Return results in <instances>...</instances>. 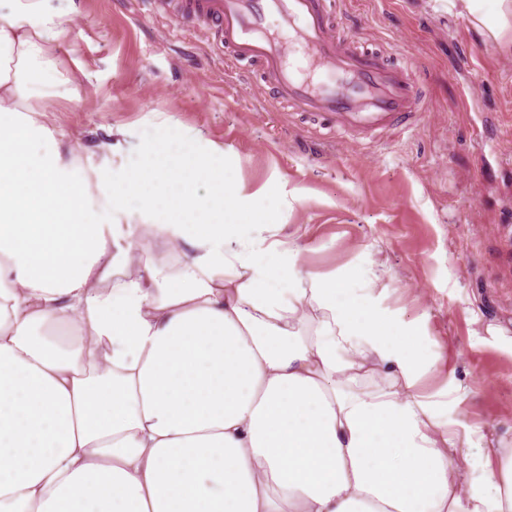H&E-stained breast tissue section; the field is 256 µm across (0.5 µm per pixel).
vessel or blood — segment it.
<instances>
[{
  "label": "vessel or blood",
  "instance_id": "b4317fda",
  "mask_svg": "<svg viewBox=\"0 0 512 512\" xmlns=\"http://www.w3.org/2000/svg\"><path fill=\"white\" fill-rule=\"evenodd\" d=\"M336 0H180V19L206 24L228 65H249L295 112L373 133L417 118L424 98L411 68L336 35Z\"/></svg>",
  "mask_w": 512,
  "mask_h": 512
}]
</instances>
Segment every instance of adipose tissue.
I'll return each instance as SVG.
<instances>
[{
    "label": "adipose tissue",
    "mask_w": 512,
    "mask_h": 512,
    "mask_svg": "<svg viewBox=\"0 0 512 512\" xmlns=\"http://www.w3.org/2000/svg\"><path fill=\"white\" fill-rule=\"evenodd\" d=\"M459 6L512 54V0ZM72 41L48 0H0V512H512V448L439 419L418 327L238 237L269 218L228 147L169 122L81 172L43 121Z\"/></svg>",
    "instance_id": "ef3b65f1"
}]
</instances>
